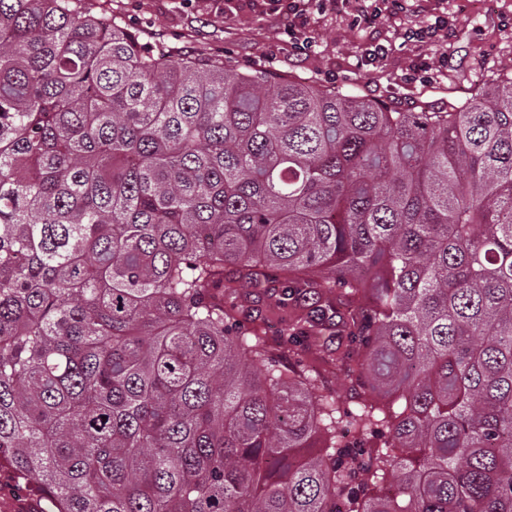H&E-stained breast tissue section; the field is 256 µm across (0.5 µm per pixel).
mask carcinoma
Masks as SVG:
<instances>
[{
	"label": "carcinoma",
	"mask_w": 512,
	"mask_h": 512,
	"mask_svg": "<svg viewBox=\"0 0 512 512\" xmlns=\"http://www.w3.org/2000/svg\"><path fill=\"white\" fill-rule=\"evenodd\" d=\"M243 281L360 300L357 409ZM3 456L57 512H512V74L402 111L0 0ZM270 300L266 288H253L250 284H243L236 288L231 295L224 294V305L234 306L233 314L248 327H255L264 341L274 352L283 354L288 359V349L281 347V338L288 331V312L281 314L272 313L269 308ZM278 327L277 333L271 329Z\"/></svg>",
	"instance_id": "carcinoma-1"
}]
</instances>
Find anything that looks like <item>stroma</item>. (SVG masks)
<instances>
[{
  "label": "stroma",
  "instance_id": "stroma-1",
  "mask_svg": "<svg viewBox=\"0 0 512 512\" xmlns=\"http://www.w3.org/2000/svg\"><path fill=\"white\" fill-rule=\"evenodd\" d=\"M96 14H109L144 39L167 44L174 56L216 54L237 71L264 68L284 77L309 79L340 92L366 94L402 108H434L470 98L484 84L512 66V0H427L421 14L383 12L373 25L359 18L374 10V0H344L336 9L312 10L301 30L307 49L296 50L277 20L256 11L228 13L224 0H84ZM447 15V37L426 41L410 30ZM386 48L384 57L367 63L363 51L370 41ZM440 67L432 79H413L420 60ZM236 318L255 328L273 351H280L288 331L287 314L272 313L266 289L245 284L225 296ZM338 327L322 330L320 346L306 356L327 388L346 409L359 394L350 390L336 350L344 345ZM9 465L0 466V512H54L37 479L8 496L1 488L14 480Z\"/></svg>",
  "mask_w": 512,
  "mask_h": 512
}]
</instances>
